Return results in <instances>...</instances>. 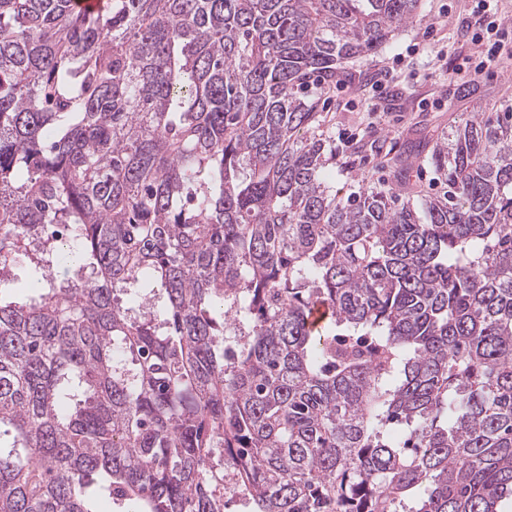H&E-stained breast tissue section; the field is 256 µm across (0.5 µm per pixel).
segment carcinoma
Masks as SVG:
<instances>
[{
  "mask_svg": "<svg viewBox=\"0 0 512 512\" xmlns=\"http://www.w3.org/2000/svg\"><path fill=\"white\" fill-rule=\"evenodd\" d=\"M420 2L0 0V512H500L512 121L439 197L331 184L337 65Z\"/></svg>",
  "mask_w": 512,
  "mask_h": 512,
  "instance_id": "cac0c4a2",
  "label": "carcinoma"
}]
</instances>
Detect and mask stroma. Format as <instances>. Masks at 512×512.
I'll return each instance as SVG.
<instances>
[{
    "label": "stroma",
    "instance_id": "35a3bbf8",
    "mask_svg": "<svg viewBox=\"0 0 512 512\" xmlns=\"http://www.w3.org/2000/svg\"><path fill=\"white\" fill-rule=\"evenodd\" d=\"M423 3L421 16L385 48L336 71L327 135L336 142L339 196L372 188L414 201L443 194L445 180L426 162L434 144L471 113L512 110V58L474 82L454 73L470 52L462 23L476 0ZM438 55L443 65H435Z\"/></svg>",
    "mask_w": 512,
    "mask_h": 512
}]
</instances>
